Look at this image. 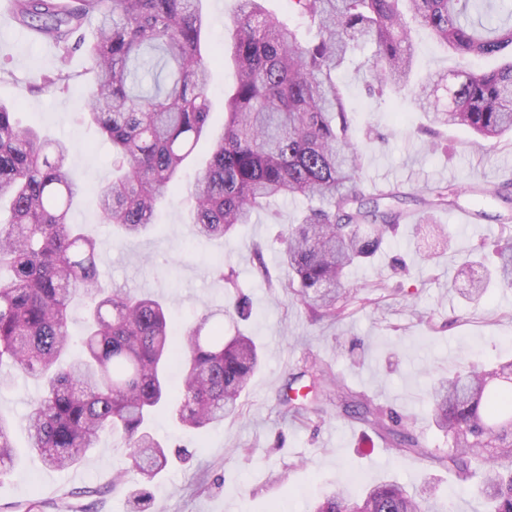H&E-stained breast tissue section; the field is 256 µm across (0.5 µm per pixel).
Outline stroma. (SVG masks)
<instances>
[{"mask_svg":"<svg viewBox=\"0 0 512 512\" xmlns=\"http://www.w3.org/2000/svg\"><path fill=\"white\" fill-rule=\"evenodd\" d=\"M236 7V0H202L205 57L230 44ZM414 41L418 75L460 67L458 57L427 32H415ZM60 67L76 76L69 91L40 89L41 75ZM0 69L6 72L0 102L24 126L71 148L70 173L86 190L71 220L100 242L104 284L165 297L178 332L204 310L229 306L236 291L250 298L248 321L224 325L225 335L243 330L262 350L240 413L199 434L168 415L156 420V437L187 454L149 486L153 512H309L325 489L340 485L356 495L387 479L411 491L435 482L437 502L450 512H485L474 482L388 448L336 402H326L325 414L294 421L283 416L275 395L315 358L349 390L415 415L414 430L427 447H447L428 420L431 385L462 364L512 357V289H488L472 304L465 298L466 278L456 273L479 242L512 236V211L481 194L512 178V135L477 148L469 130L451 126L432 142L411 98L369 95L366 68L346 70V106L364 155L365 189L397 185L411 192L450 182L459 195L436 213L448 242L432 251L412 236L419 207L405 203L398 235L384 243L373 264L348 272L347 310L329 325L312 322L276 280L275 237L296 221L302 199L257 213L229 237L200 241L188 222L191 201L183 189L162 200L145 234L122 238L101 221L95 205L97 189L112 177L113 154L111 143L82 119L81 95L95 82L84 50L61 59L51 41L19 24L9 0H0ZM462 210L471 215L468 223L457 218ZM223 268L235 271L237 288L226 286ZM38 393L36 383L21 377L0 383V418L14 424L19 454L14 469L0 477V512H134L129 491L138 477L119 440L102 439L88 464L66 471L46 469L27 452L21 423Z\"/></svg>","mask_w":512,"mask_h":512,"instance_id":"35a3bbf8","label":"stroma"}]
</instances>
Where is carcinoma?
Wrapping results in <instances>:
<instances>
[{
  "label": "carcinoma",
  "instance_id": "1",
  "mask_svg": "<svg viewBox=\"0 0 512 512\" xmlns=\"http://www.w3.org/2000/svg\"><path fill=\"white\" fill-rule=\"evenodd\" d=\"M20 21L49 38L62 55L87 46L96 82L84 100L87 122L112 143L119 159L112 180L96 194L103 220L126 237L153 223L161 198L179 186L184 162L210 131L209 61L201 50L200 0H14ZM292 11L317 40L304 45L300 26L269 13L265 0H238L230 55L236 82L224 100V127L189 188L194 234L223 238L251 223L280 196L310 201L299 223L281 235L284 288L314 321L345 314L351 289L346 270L370 261L400 226L403 193L362 188V153L347 117L337 73L350 54L369 46L380 96L409 88L415 46L406 18L428 28L461 58L490 57L512 48V0H290ZM97 19L87 45L84 26ZM414 100L439 126H464L482 140L512 133V61L487 71L428 75ZM70 148L17 121L0 103V368L40 380L24 426L28 448L46 468L67 470L90 460L101 438L130 449L147 500V485L170 464L149 421L170 408L185 427L206 429L240 413L239 399L259 366L255 341L241 331L224 338L212 313L171 336L166 308L149 294L106 288L99 280V246L71 222L81 189L69 175ZM456 188L421 198L426 223L452 204ZM498 264L478 277L469 299L491 280L512 288V238L495 242ZM86 301L82 353L70 358L71 306ZM178 359L182 376L172 389L166 369ZM287 384L279 403L292 417L323 412L342 387L330 368L313 361ZM432 423L448 448L431 452L402 416L368 399L346 402L361 421L403 453L433 459L460 480L473 466L486 471L477 486L488 512H512V359L468 364L436 381L429 392ZM10 425L0 419V476L16 464ZM313 512H426L424 499L396 481H384L353 499L334 489Z\"/></svg>",
  "mask_w": 512,
  "mask_h": 512
}]
</instances>
